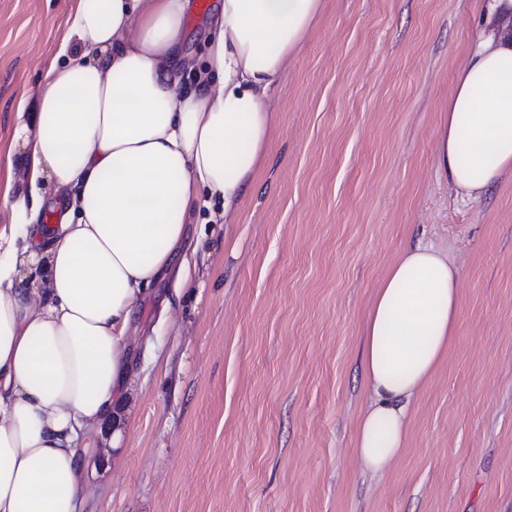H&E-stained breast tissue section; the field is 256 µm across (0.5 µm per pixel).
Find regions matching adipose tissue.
I'll return each mask as SVG.
<instances>
[{
  "instance_id": "adipose-tissue-1",
  "label": "adipose tissue",
  "mask_w": 512,
  "mask_h": 512,
  "mask_svg": "<svg viewBox=\"0 0 512 512\" xmlns=\"http://www.w3.org/2000/svg\"><path fill=\"white\" fill-rule=\"evenodd\" d=\"M189 0H75L33 110L15 114L18 165L0 182V512H78L85 458L127 392L140 298L189 282L202 197L234 216L256 189L272 92L323 0H218L204 68L183 48ZM458 72L437 133L457 196L512 174V0ZM27 194L13 195L15 179ZM56 221L40 223L43 208ZM459 271L405 247L363 326L370 392L355 448L381 475L407 443L415 398L456 334Z\"/></svg>"
}]
</instances>
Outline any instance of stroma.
Masks as SVG:
<instances>
[{"mask_svg": "<svg viewBox=\"0 0 512 512\" xmlns=\"http://www.w3.org/2000/svg\"><path fill=\"white\" fill-rule=\"evenodd\" d=\"M71 0H0V175ZM489 0H324L274 90L259 185L140 302L83 512H512V176L456 197L434 153ZM460 271L454 343L383 475L354 448L362 326L410 242ZM121 430L112 447L113 430Z\"/></svg>", "mask_w": 512, "mask_h": 512, "instance_id": "obj_1", "label": "stroma"}]
</instances>
